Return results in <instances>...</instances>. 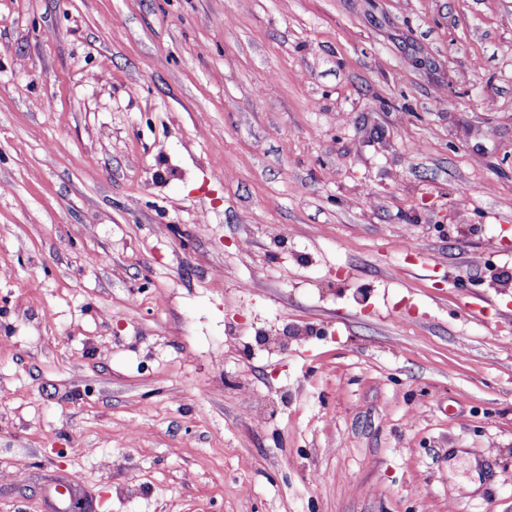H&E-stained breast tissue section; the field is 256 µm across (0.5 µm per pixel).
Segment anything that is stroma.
Segmentation results:
<instances>
[{
	"label": "stroma",
	"instance_id": "35a3bbf8",
	"mask_svg": "<svg viewBox=\"0 0 512 512\" xmlns=\"http://www.w3.org/2000/svg\"><path fill=\"white\" fill-rule=\"evenodd\" d=\"M510 270L512 0H0V512H512Z\"/></svg>",
	"mask_w": 512,
	"mask_h": 512
}]
</instances>
